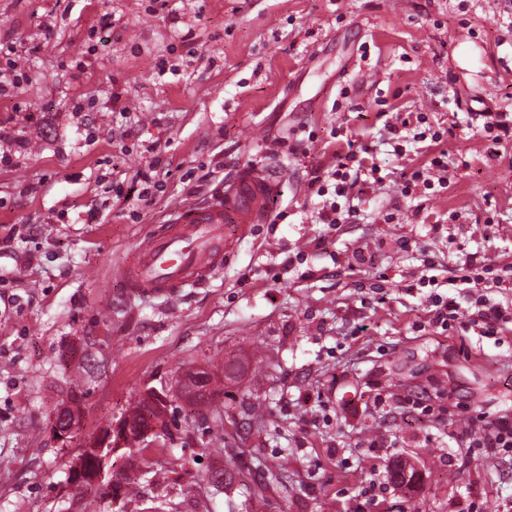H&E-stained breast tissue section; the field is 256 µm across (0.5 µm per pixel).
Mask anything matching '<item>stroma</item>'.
Here are the masks:
<instances>
[{"label":"stroma","instance_id":"1","mask_svg":"<svg viewBox=\"0 0 512 512\" xmlns=\"http://www.w3.org/2000/svg\"><path fill=\"white\" fill-rule=\"evenodd\" d=\"M0 42L25 75L0 96V512H130L69 466L154 391L166 479L139 495L161 512H512V455L449 436L512 412V329L481 336L479 289L448 290L470 253L512 266V141L482 130L512 106L503 0H0ZM350 149L381 180L353 223H317ZM252 164L281 177L272 219L212 283L126 293L169 207ZM426 168L446 186L403 195ZM436 294L465 321L433 326ZM188 368L210 403L179 395ZM398 457L414 490L387 480ZM80 416V406L72 401L52 413L51 429L59 441L67 442L71 438Z\"/></svg>","mask_w":512,"mask_h":512}]
</instances>
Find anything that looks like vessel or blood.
<instances>
[{
  "instance_id": "1",
  "label": "vessel or blood",
  "mask_w": 512,
  "mask_h": 512,
  "mask_svg": "<svg viewBox=\"0 0 512 512\" xmlns=\"http://www.w3.org/2000/svg\"><path fill=\"white\" fill-rule=\"evenodd\" d=\"M279 191L274 169L251 165L225 181L222 193L207 204L172 206L169 221L143 237L135 261L122 268L126 288L162 300L188 286H207L237 238L252 225L269 223Z\"/></svg>"
}]
</instances>
